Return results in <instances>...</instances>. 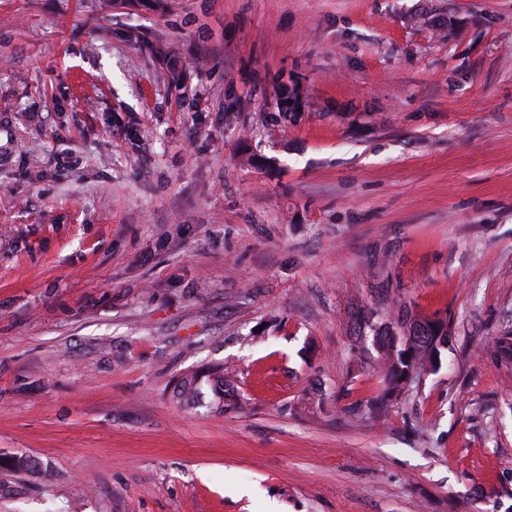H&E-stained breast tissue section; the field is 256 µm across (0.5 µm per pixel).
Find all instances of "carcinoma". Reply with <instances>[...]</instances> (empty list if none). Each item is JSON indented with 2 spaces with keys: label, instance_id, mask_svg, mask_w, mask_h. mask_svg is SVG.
Instances as JSON below:
<instances>
[{
  "label": "carcinoma",
  "instance_id": "1",
  "mask_svg": "<svg viewBox=\"0 0 512 512\" xmlns=\"http://www.w3.org/2000/svg\"><path fill=\"white\" fill-rule=\"evenodd\" d=\"M416 319L409 307L400 304L388 318L375 319V315L362 313L359 327L374 332L373 340L379 353V362L386 383L384 391L367 402L368 410L379 414L396 398L405 385L424 372L440 368L442 356L453 343L451 327L447 320L427 321L413 339L403 335L407 324ZM215 409L224 411V401L238 399L235 393L234 373L227 367H217L209 372ZM200 378L197 374L185 375L176 380L174 397L178 402L191 405L198 401Z\"/></svg>",
  "mask_w": 512,
  "mask_h": 512
}]
</instances>
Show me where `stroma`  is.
I'll return each mask as SVG.
<instances>
[{
  "instance_id": "stroma-1",
  "label": "stroma",
  "mask_w": 512,
  "mask_h": 512,
  "mask_svg": "<svg viewBox=\"0 0 512 512\" xmlns=\"http://www.w3.org/2000/svg\"><path fill=\"white\" fill-rule=\"evenodd\" d=\"M507 331L512 0H0V512H512ZM363 312L358 318L359 330L370 327L379 353V362L386 383L384 391L367 402L368 410L379 414L396 398L405 385L422 372L436 371L442 356L453 343L451 327L446 319L426 321L412 343L403 335L407 324L416 319L406 304H399L390 318H378ZM407 344H409L407 346ZM211 378V389L214 395L215 409L218 412L224 411V401L232 399V404L238 403V394L235 393L234 373L228 367H217L208 374ZM200 382L198 374L179 377L174 386V397L185 405L194 404L200 395Z\"/></svg>"
}]
</instances>
